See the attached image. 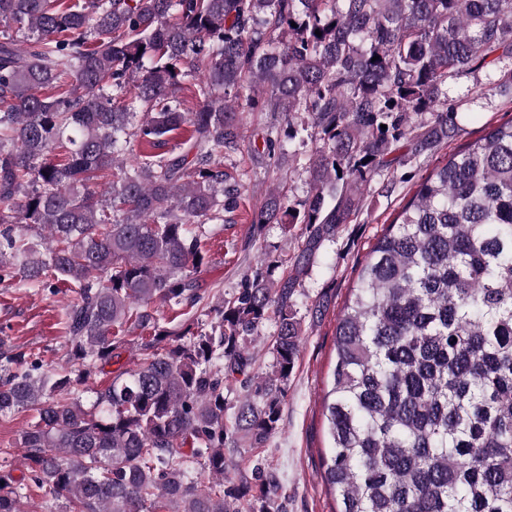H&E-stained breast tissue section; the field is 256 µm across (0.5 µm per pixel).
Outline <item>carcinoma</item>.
Wrapping results in <instances>:
<instances>
[{"label": "carcinoma", "mask_w": 512, "mask_h": 512, "mask_svg": "<svg viewBox=\"0 0 512 512\" xmlns=\"http://www.w3.org/2000/svg\"><path fill=\"white\" fill-rule=\"evenodd\" d=\"M493 54L476 100L512 93V0H0V283H74L79 365L73 378L0 348V415L37 413L27 473L0 472V512L34 491L42 512H287L265 466L224 487V448L278 432L297 287L374 178L458 132L449 84ZM247 110L284 115L290 141L318 135L309 193L273 191L252 217L306 239L207 320L161 330L157 306L188 315L202 300L205 225L239 207L224 157L245 146ZM413 114L428 115L417 131ZM263 139L282 161L278 132ZM134 141L154 153L129 166ZM123 329L155 335L86 408L77 386L119 357ZM324 409L339 512H512V121L434 168L377 240L336 327ZM275 329V324L272 321L266 322V324L261 327L258 338V354L256 363L259 373H264L272 362V354L267 349L266 341H269L270 336L274 335Z\"/></svg>", "instance_id": "cac0c4a2"}]
</instances>
